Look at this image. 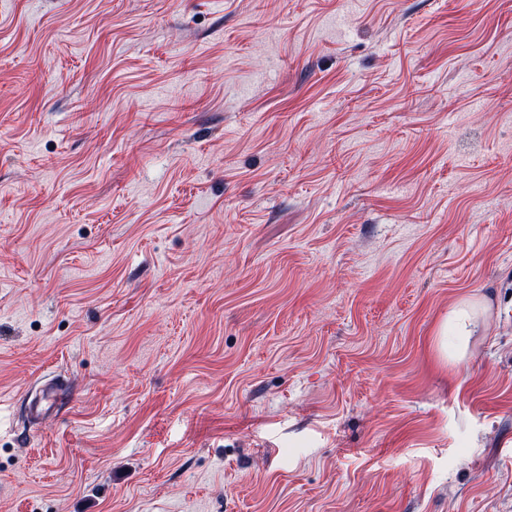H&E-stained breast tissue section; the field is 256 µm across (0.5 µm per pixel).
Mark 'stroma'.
Returning <instances> with one entry per match:
<instances>
[{"label":"stroma","mask_w":512,"mask_h":512,"mask_svg":"<svg viewBox=\"0 0 512 512\" xmlns=\"http://www.w3.org/2000/svg\"><path fill=\"white\" fill-rule=\"evenodd\" d=\"M0 512H512V0H0ZM481 318V306L472 299L460 301L443 320L439 328V350L447 359L464 358V347L475 333ZM448 336H453L455 344L448 349Z\"/></svg>","instance_id":"stroma-1"}]
</instances>
